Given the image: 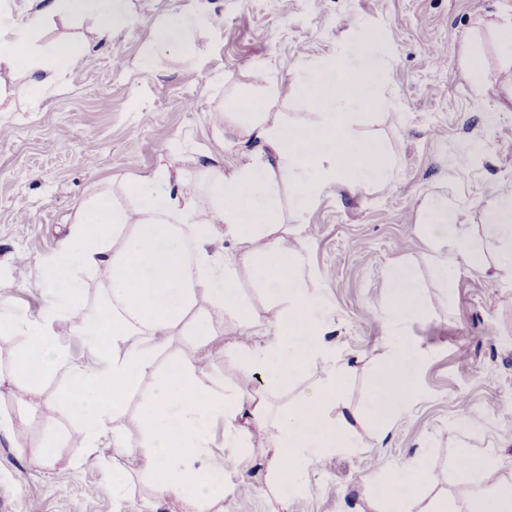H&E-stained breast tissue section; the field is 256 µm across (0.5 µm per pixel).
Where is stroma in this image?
<instances>
[{"mask_svg": "<svg viewBox=\"0 0 512 512\" xmlns=\"http://www.w3.org/2000/svg\"><path fill=\"white\" fill-rule=\"evenodd\" d=\"M133 3V22L110 38L73 21H39L40 48L84 41L90 53L34 96L12 94L24 76L0 71L10 91L0 99V304L38 315V261L57 250L95 186L164 165L232 171L254 144L225 123V101L258 82H300L302 61L334 53L341 41L351 45L347 66H356L352 28L366 24L379 36L393 104L365 115L355 131L385 143L395 160L390 184L371 176L353 191L333 186L303 211L288 182L279 184L288 238L303 245L317 289L329 357L348 367L325 412L332 421L356 415V445L313 457L284 501L272 489L266 442L238 447L223 422H213L205 460L223 466L228 490L213 512H373L371 488L420 462L433 477L422 493L460 501L468 487L455 460L466 449L495 457L512 485V274L487 271L501 241L486 213L489 200L512 187V67L502 66L493 31L512 23V0H211L193 45L152 59L151 22L185 0ZM471 57L487 74L483 88L471 80ZM489 110L498 114L491 125ZM435 193L460 212L482 260L460 265L448 288L434 278L417 234L419 208ZM402 260L417 267L425 309L402 328L411 397L379 440L375 396L388 337L377 314L388 302L385 270ZM214 328L202 353L171 337L158 368L174 359L200 363L203 374L242 397L264 396L275 410L327 377L322 366H308L287 390L273 389L243 372L236 322L218 318ZM18 350L17 337L0 334V512H193L154 491L134 453L138 430L127 432L124 447L103 442L92 454L72 442L64 373L37 397H19L9 378ZM466 411L477 417L473 427L461 425ZM116 477L126 482L124 496L112 493Z\"/></svg>", "mask_w": 512, "mask_h": 512, "instance_id": "stroma-1", "label": "stroma"}]
</instances>
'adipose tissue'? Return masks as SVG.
Wrapping results in <instances>:
<instances>
[{
	"label": "adipose tissue",
	"mask_w": 512,
	"mask_h": 512,
	"mask_svg": "<svg viewBox=\"0 0 512 512\" xmlns=\"http://www.w3.org/2000/svg\"><path fill=\"white\" fill-rule=\"evenodd\" d=\"M36 2L38 17L75 19L107 35L133 21L131 0ZM205 20L198 5L157 18L150 26L149 54L179 52ZM354 37L363 55L353 72L344 70L341 47L332 57L304 62L302 91L311 122L290 123L283 112H249L241 99L225 103V119L244 135L257 137L262 148L233 172L208 168V207L198 206L196 177L185 169L156 172L118 191L101 186L78 209L55 253L39 264L46 288L42 313L26 318L0 307V333L22 340L11 371L21 396L38 395L47 377L65 372L68 386L62 400L76 411L77 431L87 447H96L106 436L114 447H122L129 428L139 429L144 437L142 463L156 492L191 501L195 512H210L224 498L223 468L196 464L209 446L213 421H223L237 435L247 413L273 438L274 487L282 495L307 459L352 445L350 420L342 416L332 423L325 416V404L335 399L344 367L336 368L334 380L307 388L269 416L263 403H245L217 379H202L193 365L174 361L159 374L155 362L158 351L178 332H189L197 347L209 345L215 336L214 318L226 314L246 335H255L258 321L239 289L242 268L276 311L271 338L241 346L243 371L261 372L271 386L284 388L299 368L327 362L324 331L314 317L318 297L303 271L304 254L284 237L278 182L287 179L308 207L334 185L353 190L369 175L390 180L393 163L384 145L353 132L355 106L385 103L377 92L384 71L377 33L360 25ZM84 55L69 43L39 52L29 24L0 14V68L49 76L74 67ZM218 233L236 244L234 256L212 251ZM418 235L442 282L453 281L459 261H478L447 197L426 199ZM97 268L108 272L109 285L103 300L85 310L80 305L83 276ZM386 286L389 303L378 317L396 336L403 322L422 309L424 298L409 262L388 268ZM202 296L209 306L200 311L196 304ZM67 311L81 315L79 330L95 358L93 366L76 364L56 338L55 319ZM403 356L398 345L387 348L377 388L398 409L409 396L400 372ZM151 372L157 375L152 390L140 395L137 413L129 414L130 396L138 395L140 381ZM456 466L480 489L466 512H512V490L498 488L492 457L463 452ZM419 481L418 469L392 472L373 493L379 512H446L445 505L423 502Z\"/></svg>",
	"instance_id": "obj_1"
}]
</instances>
